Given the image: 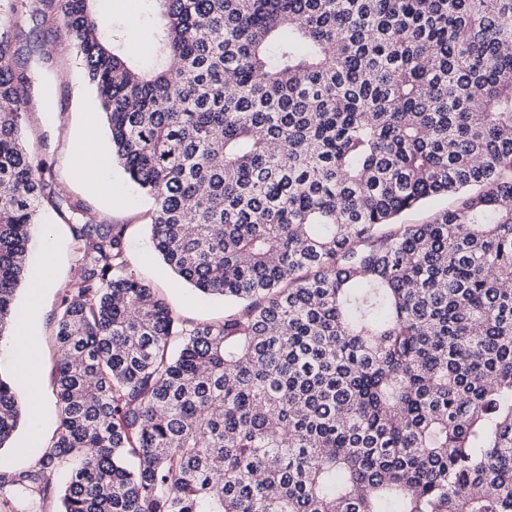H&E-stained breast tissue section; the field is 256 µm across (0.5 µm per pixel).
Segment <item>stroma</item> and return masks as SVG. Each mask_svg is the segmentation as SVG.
<instances>
[{
    "mask_svg": "<svg viewBox=\"0 0 512 512\" xmlns=\"http://www.w3.org/2000/svg\"><path fill=\"white\" fill-rule=\"evenodd\" d=\"M106 11L112 22V34L136 57H143L140 37L153 24L152 0H107ZM8 27L11 35L23 37L38 30L41 43L55 42L51 56L35 53L26 70L32 85L47 87L51 111L29 107L24 119L26 144L43 175L57 187L60 211L44 210L42 225L48 227V242L32 239L30 257L39 263L44 249L55 254L47 275L58 277L70 273L77 265L72 223L73 207H81L83 219L92 224L120 226L126 231L127 269L147 284L156 295L168 300L177 314L189 322H218L228 307L223 299L204 297L180 282L154 252L150 242L152 201L140 195L130 184L123 170L110 159V143L106 128L94 104L92 92L68 46L64 29L59 25L36 24L30 14L7 17L0 12V27ZM96 139L102 166L95 175L80 177L75 173L71 144L83 136ZM69 182L67 191H60L61 182ZM62 293L45 290L35 311L40 370V403L46 418L41 436L49 441L57 426L56 394L53 379L55 366L54 335L60 314Z\"/></svg>",
    "mask_w": 512,
    "mask_h": 512,
    "instance_id": "obj_1",
    "label": "stroma"
}]
</instances>
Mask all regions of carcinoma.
I'll return each mask as SVG.
<instances>
[{"mask_svg":"<svg viewBox=\"0 0 512 512\" xmlns=\"http://www.w3.org/2000/svg\"><path fill=\"white\" fill-rule=\"evenodd\" d=\"M34 1L163 262L235 308L180 320L124 228L73 225L58 425L0 512L62 474L60 512H512V0H156L150 67L97 0L3 7ZM21 53L0 36V342L52 202ZM28 419L0 359V448Z\"/></svg>","mask_w":512,"mask_h":512,"instance_id":"1","label":"carcinoma"}]
</instances>
